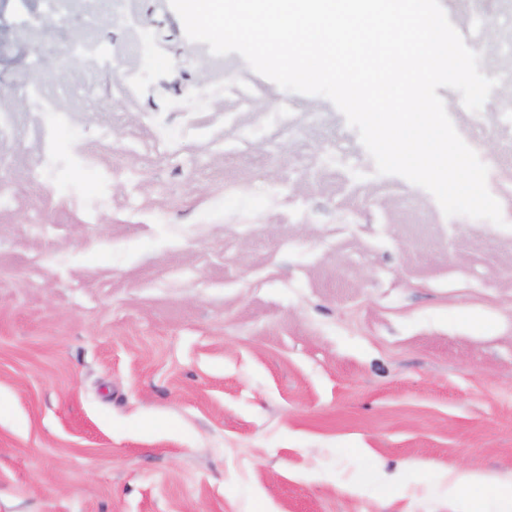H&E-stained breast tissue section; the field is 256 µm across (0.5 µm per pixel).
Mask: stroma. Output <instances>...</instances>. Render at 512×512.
Masks as SVG:
<instances>
[{
    "mask_svg": "<svg viewBox=\"0 0 512 512\" xmlns=\"http://www.w3.org/2000/svg\"><path fill=\"white\" fill-rule=\"evenodd\" d=\"M44 3L0 0V512H452L453 471L511 481L512 0H441L502 78L451 115L502 227L168 0H71L51 38Z\"/></svg>",
    "mask_w": 512,
    "mask_h": 512,
    "instance_id": "1",
    "label": "stroma"
}]
</instances>
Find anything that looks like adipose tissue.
<instances>
[{"instance_id": "ef3b65f1", "label": "adipose tissue", "mask_w": 512, "mask_h": 512, "mask_svg": "<svg viewBox=\"0 0 512 512\" xmlns=\"http://www.w3.org/2000/svg\"><path fill=\"white\" fill-rule=\"evenodd\" d=\"M493 490L497 512H512V484L488 471L468 468L458 471L448 484V497L457 501L458 512H486L485 490Z\"/></svg>"}]
</instances>
